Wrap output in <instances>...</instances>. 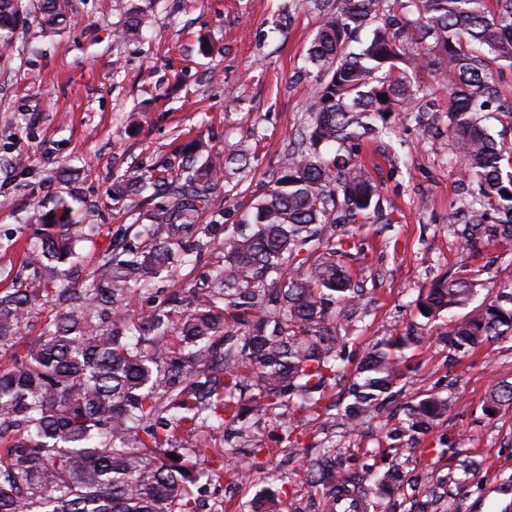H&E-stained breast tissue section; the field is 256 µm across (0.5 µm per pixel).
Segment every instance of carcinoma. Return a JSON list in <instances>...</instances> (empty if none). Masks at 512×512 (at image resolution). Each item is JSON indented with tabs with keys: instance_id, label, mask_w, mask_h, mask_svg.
I'll use <instances>...</instances> for the list:
<instances>
[{
	"instance_id": "1",
	"label": "carcinoma",
	"mask_w": 512,
	"mask_h": 512,
	"mask_svg": "<svg viewBox=\"0 0 512 512\" xmlns=\"http://www.w3.org/2000/svg\"><path fill=\"white\" fill-rule=\"evenodd\" d=\"M69 0H36L34 18L58 32L68 23ZM324 21L308 49L324 71L288 158L267 192L213 240L221 255L213 285L182 308L139 307L136 295L165 272L188 262L185 241L209 236L200 218L224 173L250 169L243 151L200 162L191 147L167 175L118 176L112 200L146 191L165 201L104 253L75 288L58 264L75 266V245L91 241L97 224L75 220V206L94 207L68 193L32 219L41 224L30 248L29 274L0 295V512H199L184 488L224 477V457L194 464L177 448L175 432L216 419L249 432L286 409L321 428L336 418L355 432L379 410L405 375L403 351L421 342L391 336L362 357L348 402L326 400V390L348 377L342 351L359 290L346 267L351 242L338 225L383 216L380 191L358 156L359 141L389 129V114L448 112V139L465 180L476 186L459 221L466 246L481 225L500 224L493 244L512 252V101L502 98L499 62L512 68V0H407L411 19L386 9V0H323ZM138 10L115 31L121 41L140 36ZM28 14L23 0H0V46ZM423 45L418 50L417 45ZM433 59L448 87V102L430 97L417 108L409 71ZM387 96L383 101L380 96ZM501 126L493 134L480 114ZM491 297L437 339L462 360L486 343L512 338V289H490L476 270L435 281L417 303L436 321L468 307L483 290ZM55 306L43 334L16 349L25 320L43 300ZM173 334L181 348L161 341ZM512 403V382L494 388L486 410ZM452 400L424 394L405 406V431L430 433ZM167 435L162 437L159 430ZM296 428L282 427L279 448L254 452L297 454ZM176 455L179 460L171 459ZM308 481L331 488L328 457L310 466ZM402 481L395 468L376 483L381 495ZM247 512H286L279 491L266 488Z\"/></svg>"
}]
</instances>
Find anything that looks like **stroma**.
<instances>
[{
	"instance_id": "stroma-1",
	"label": "stroma",
	"mask_w": 512,
	"mask_h": 512,
	"mask_svg": "<svg viewBox=\"0 0 512 512\" xmlns=\"http://www.w3.org/2000/svg\"><path fill=\"white\" fill-rule=\"evenodd\" d=\"M126 2L71 0L69 28L50 33L20 23L13 47L0 53V295L28 273L34 206L71 190L95 205L99 233L77 247L84 261L73 277L83 281L160 203L146 194L112 202L113 175L172 169L192 142L253 156L250 173L226 176L213 201L225 224L235 223L286 160L313 102L319 74L305 55L323 19L316 0H136L141 36L120 42L114 33ZM205 43L212 52L202 51ZM447 125L424 112L397 125L390 148L372 140L360 147L394 210L389 223L365 224L351 239L348 266L366 294L346 368L354 370L380 339L415 331L424 341L407 352L394 396L355 434L304 425L298 456L286 464L252 453L256 445L275 447L273 422L254 425L247 443L211 422L178 431L187 453L221 452L229 465L223 480L188 487L202 512H239L266 481L286 493L288 512H326L327 489L307 485L305 471L327 448L336 451L337 476L366 495L375 490L374 474L392 464L403 470V484L376 512H512V406L484 412L494 383L512 381V340L453 361L435 339L444 323L428 322L416 307L433 278L464 264L495 287H512V254L487 243L468 249L450 230L468 194ZM217 261L202 252L140 304L190 302ZM430 391L452 394L453 403L430 434L411 439L402 432V408ZM428 474L439 480L431 494L420 486Z\"/></svg>"
}]
</instances>
